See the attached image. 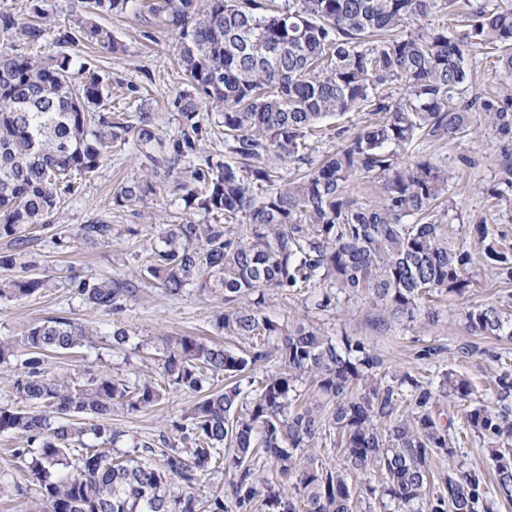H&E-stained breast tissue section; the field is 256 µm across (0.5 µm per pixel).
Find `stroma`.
Wrapping results in <instances>:
<instances>
[{
	"label": "stroma",
	"mask_w": 512,
	"mask_h": 512,
	"mask_svg": "<svg viewBox=\"0 0 512 512\" xmlns=\"http://www.w3.org/2000/svg\"><path fill=\"white\" fill-rule=\"evenodd\" d=\"M145 3L132 0L125 13L101 15L100 24L112 31L123 49L112 53L95 47L89 49L88 56L110 88L112 111L131 112L137 98L151 99L161 130L171 134L179 126L171 99L174 92L186 87L176 66L178 36L163 20L147 12ZM495 62L490 52H470L467 97H484L512 84L511 77L496 70ZM420 154L435 157L453 174L448 183V214L443 219L450 241L462 243L469 227L483 221L505 244L512 245V189L506 187L512 180V168L504 161L501 140L490 128L479 127L462 143L424 144ZM141 174L133 148L125 147L113 155L110 164L85 179L81 194L60 206L49 227L24 231L23 247H16L12 238H0V253L20 252L22 262L29 264L32 272L49 276L54 282L41 293L0 300V336L17 337L33 322L64 316L102 330L118 321L147 343L137 353L96 342L49 358L46 367L52 375L76 382L87 372L131 380L150 376L166 344L183 336L208 338L215 334L214 317L223 307L216 295L192 292L172 298L153 281L142 279L136 281L137 291L127 299L123 311L112 315L89 308L61 285L71 269L85 277L128 278L157 245L158 225L185 219L184 205L176 199L151 200L134 211L113 206L116 189ZM493 187L506 189V199H490L488 191ZM96 218L111 224L112 237L91 245L82 241L80 228ZM469 249L474 258L472 286L463 296L442 297L431 309L421 310L416 320L391 324L384 331L373 327L377 310L366 299L320 311L310 299L298 295L274 299L266 313L282 323L313 320L339 344L348 339L361 341L381 359V369L388 373L408 372L433 380L449 371L461 373L472 385V401L491 404L496 400L493 380L499 370L497 360L512 361V340L472 335L465 314L487 302L511 305L512 284L496 280L478 244H470ZM424 349L430 350V357H421ZM189 400V394L173 390L158 407L134 414L114 410L111 423L135 438L152 441L180 419ZM19 446L18 438L0 435V512H33L39 501V487L28 470L27 457L17 453Z\"/></svg>",
	"instance_id": "1"
}]
</instances>
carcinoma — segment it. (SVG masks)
<instances>
[{
  "label": "carcinoma",
  "instance_id": "cac0c4a2",
  "mask_svg": "<svg viewBox=\"0 0 512 512\" xmlns=\"http://www.w3.org/2000/svg\"><path fill=\"white\" fill-rule=\"evenodd\" d=\"M129 3L81 0L80 13L58 30L53 55L0 52V237L24 243L25 226L49 224L61 201L82 192L79 177L131 144L145 174L115 191V206L166 193L205 216L162 225L161 246L132 276L171 297L219 294L216 329L250 346L236 352L182 336L159 359L158 380L88 373L74 383L49 375L45 359L95 337L124 346L129 331L50 317L17 338L0 336V363L19 344L27 352L14 406L0 408V435L25 439L18 453L30 456L41 488L36 512H197L192 489L210 469L230 480L228 490L213 491L208 512H353L377 480L389 497L385 512H493L492 495L512 500V370L503 359L497 405L475 403L462 417L463 430L487 445L493 477L450 466L431 493V458L456 455L451 424L433 408L441 398L470 397L467 379L448 372L435 386L404 373L390 384L362 342L341 349L315 322L284 325L264 313L276 296L311 295L320 310L341 295L367 297L386 327L416 319L435 295L469 290L473 255L449 245L438 221L448 168L402 155L417 142L461 139L480 122L512 143V92L465 96L471 50L499 51L500 69L512 75V0H468L461 38L444 28L406 31L409 20L456 0H151L150 13L178 33L177 64L189 86L172 99L180 122L166 138L145 99L133 112L111 111L104 76L79 55L87 45L121 49L95 17L123 13ZM0 31L37 48L50 33L8 12L0 13ZM392 83L401 86L397 98L387 91ZM204 107L220 113L233 162L209 150ZM361 110L378 119L353 133L338 129L333 154L310 156L323 119ZM291 164L306 170L289 179L282 170ZM356 180L379 182V195L354 199ZM470 232L497 277L512 280V250L485 224ZM111 235L103 220L81 227L91 243ZM50 282L1 275L0 299L32 296ZM68 288L113 314L133 294L126 282L76 274ZM465 318L476 336L512 339L505 305H480ZM221 376L235 383L191 402L171 435H161V466L145 460L150 442L119 459L101 449L124 435L109 423L114 409L139 412L172 389L200 393ZM404 387L411 399L403 411ZM328 444L340 454L334 468L321 461Z\"/></svg>",
  "mask_w": 512,
  "mask_h": 512
}]
</instances>
